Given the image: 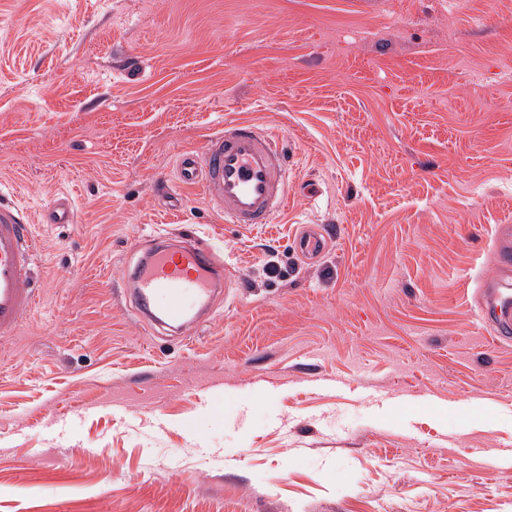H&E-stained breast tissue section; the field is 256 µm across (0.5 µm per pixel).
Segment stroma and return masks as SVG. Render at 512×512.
I'll return each mask as SVG.
<instances>
[{
    "mask_svg": "<svg viewBox=\"0 0 512 512\" xmlns=\"http://www.w3.org/2000/svg\"><path fill=\"white\" fill-rule=\"evenodd\" d=\"M239 118L284 145L267 230L176 178ZM0 202L44 291L0 350V512H512V342L476 303L512 0H0ZM187 231L227 286L156 337L114 284Z\"/></svg>",
    "mask_w": 512,
    "mask_h": 512,
    "instance_id": "1",
    "label": "stroma"
}]
</instances>
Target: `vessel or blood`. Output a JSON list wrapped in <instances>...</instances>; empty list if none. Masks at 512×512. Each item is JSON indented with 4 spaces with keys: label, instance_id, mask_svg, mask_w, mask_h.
Wrapping results in <instances>:
<instances>
[{
    "label": "vessel or blood",
    "instance_id": "b4317fda",
    "mask_svg": "<svg viewBox=\"0 0 512 512\" xmlns=\"http://www.w3.org/2000/svg\"><path fill=\"white\" fill-rule=\"evenodd\" d=\"M177 178L185 185H200L208 200L223 208L228 224H270L288 206L284 149L246 120L225 122L223 133L211 138L202 152L183 153ZM39 249L28 215L1 203V341L15 337L38 303L32 280ZM223 270L220 257L189 233L179 243L152 248L132 275L136 316L155 333L188 335L214 303ZM479 318L491 328L494 343L512 341L511 283L484 281Z\"/></svg>",
    "mask_w": 512,
    "mask_h": 512
}]
</instances>
